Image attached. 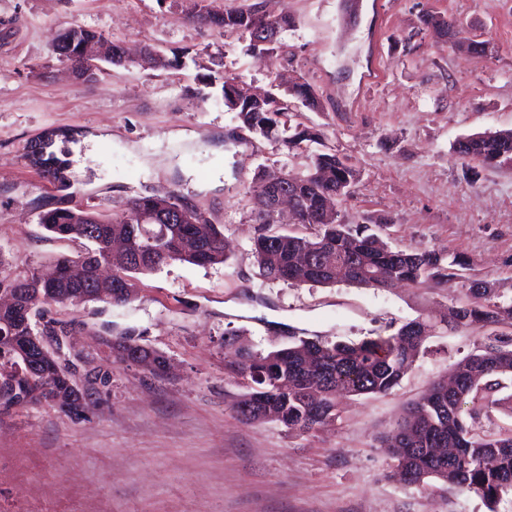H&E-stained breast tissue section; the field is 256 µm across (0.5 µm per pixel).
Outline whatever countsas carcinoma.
Masks as SVG:
<instances>
[{
	"instance_id": "cac0c4a2",
	"label": "carcinoma",
	"mask_w": 512,
	"mask_h": 512,
	"mask_svg": "<svg viewBox=\"0 0 512 512\" xmlns=\"http://www.w3.org/2000/svg\"><path fill=\"white\" fill-rule=\"evenodd\" d=\"M202 11L209 22L228 33L239 34L248 41L245 53L255 55L253 37L266 30L282 34L293 27L292 17L270 15L260 10L218 11L208 5ZM425 29L441 39L451 38L456 21L426 13L422 16ZM224 107L236 113L238 120L252 133L274 137L289 151L302 144H322L320 130L295 121L288 98L294 97L312 111L320 110L316 90L303 84L292 95L284 90L258 101H237L230 97L226 86H221ZM454 152L460 158L483 169H495L512 163V130L477 133L457 141ZM293 183L296 196L294 210L287 214L274 213L267 208L261 196V177L247 190L259 224H314L317 232L311 236L290 233H260L253 241L252 253L261 275L269 281H289L294 284L334 285L346 283L370 288H392L404 284L432 283L452 286L460 278L458 260L448 261L439 253L427 249H393L372 234L365 226L344 224L339 216L319 211L323 195L339 192L345 198L351 194L359 178L358 170L334 150H320L310 156L306 173L286 172ZM182 206L172 196L156 200L151 196H135L126 203L122 216L110 224H97L104 238L123 237L138 223L141 212L155 206ZM96 216L92 210L56 209L39 215L38 223L57 239L90 240L85 234L88 222ZM138 233L144 253L141 261L114 257L106 247H95L75 257H60L56 265L75 268V275L90 280L97 267L112 265L113 274L138 286V275L161 269L172 261L195 266L224 264L228 256L224 235L212 224L205 225L204 244L191 247L184 243L194 234L192 224L157 223L144 225ZM341 277H336V270ZM80 283L66 280L53 288L38 287L36 273L0 276V289L21 288L25 301L31 302L37 294L46 299L34 304L36 314L51 304L76 303L75 288ZM463 292L468 302L449 309L441 323L444 327H487L508 324L512 326V301L498 300L494 289L484 279H472ZM408 324L395 332L378 335L360 342L304 340L288 346V358L282 363L272 360L273 352H263L239 342V333L224 332V345L235 348L236 356L229 364L230 373L239 378L247 392L236 403L234 410L245 422H265L269 412L278 414V420L287 428L309 434L329 424L336 416V397L341 394L369 395L385 393L396 385L419 352L424 339L405 335ZM65 326L49 327L41 332L55 342L52 358L44 364V383L64 388L67 379L61 372L67 367L63 358ZM112 357L120 363H136L154 354V350L135 343L130 333H121L106 341ZM16 362L0 358V380L7 390L0 394V414L21 405L50 403L47 394L34 395L38 384H29L17 376ZM288 372L292 385L286 391L277 388L281 373ZM512 376V349L488 343L482 349L463 359L457 368L453 384L436 382L418 401L412 403L397 425L399 444L392 445L404 481L419 486L433 477L449 486L465 488L492 504L503 493L512 492V429L497 433L478 431L477 417L467 421L462 416L463 405L474 392L494 396L502 388L501 379Z\"/></svg>"
}]
</instances>
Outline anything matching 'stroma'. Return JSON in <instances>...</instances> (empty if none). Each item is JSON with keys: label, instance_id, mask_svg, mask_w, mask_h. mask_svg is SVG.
Listing matches in <instances>:
<instances>
[{"label": "stroma", "instance_id": "35a3bbf8", "mask_svg": "<svg viewBox=\"0 0 512 512\" xmlns=\"http://www.w3.org/2000/svg\"><path fill=\"white\" fill-rule=\"evenodd\" d=\"M215 9L288 13L296 26L273 60L243 41L184 17L198 0H0V254L3 274L40 271L81 242L48 238L40 212L89 208L109 217L127 198L175 192L216 225L227 263L178 261L141 275L126 306L50 305L38 326H68L63 348L87 394L83 412L49 405L0 415V512H512L426 479L406 485L380 440L432 383L448 377L491 333L445 329L460 286L378 290L347 284L268 281L251 251L262 230L246 193L260 171L302 172L307 150L249 132L205 76L265 90L302 80L322 109L298 107L324 143L360 172L338 205L343 223L365 225L388 246L459 257L462 280L484 279L512 299V166H469L452 151L464 136L512 129V0H212ZM456 19L454 40L482 37L483 60L435 38L423 13ZM80 25L112 41L183 57L178 68L105 66L69 76L52 52ZM51 130L100 135L63 144L70 192L34 149ZM429 335L399 384L384 394L343 396L336 418L301 434L234 411L244 392L226 371L228 329L258 350L291 337L357 342L411 320ZM167 356L154 374L114 362L110 332Z\"/></svg>", "mask_w": 512, "mask_h": 512}]
</instances>
